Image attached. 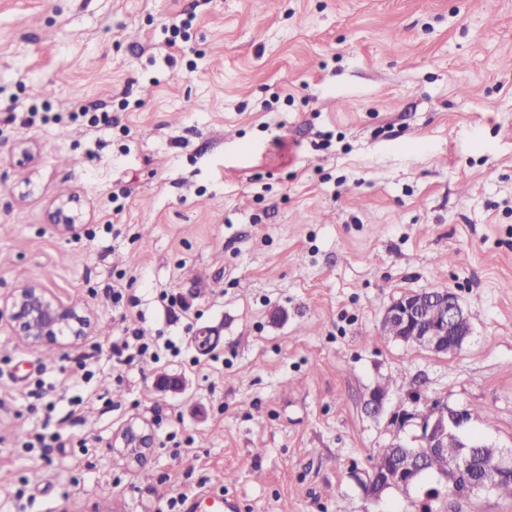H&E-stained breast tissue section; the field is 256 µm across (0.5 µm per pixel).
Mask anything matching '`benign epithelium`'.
Instances as JSON below:
<instances>
[{
	"instance_id": "1",
	"label": "benign epithelium",
	"mask_w": 512,
	"mask_h": 512,
	"mask_svg": "<svg viewBox=\"0 0 512 512\" xmlns=\"http://www.w3.org/2000/svg\"><path fill=\"white\" fill-rule=\"evenodd\" d=\"M83 213L76 199L69 197L56 203L50 213V223L61 234H72L81 223ZM432 304L438 310L436 319L423 317V309ZM7 317L13 331L32 345L50 347L62 339L78 341L89 335L90 317L76 303L65 302L50 289L34 282L14 288L4 305L0 318ZM381 325L393 330L394 339L410 342L435 353L460 351L471 336L472 324L459 297L452 291L408 293L393 301L382 315ZM469 421L466 411H456L439 400L429 401L416 393L409 404L396 405L390 410L387 428L391 435L390 448H403L405 452L394 460L392 468L384 471L377 483L366 482L370 497L378 500L388 489L410 491L418 485L424 455L431 454L453 442L462 449L459 461L440 474L444 485L456 495L467 497L480 491H492L498 482L512 477V457L506 458L492 449V461L484 467L478 479L468 478L472 461L467 449L471 438L463 433ZM413 429L410 441L403 440L407 429ZM123 447L130 459L137 461L150 448L151 438L132 426L121 434Z\"/></svg>"
}]
</instances>
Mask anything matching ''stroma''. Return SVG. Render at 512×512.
<instances>
[{
    "mask_svg": "<svg viewBox=\"0 0 512 512\" xmlns=\"http://www.w3.org/2000/svg\"><path fill=\"white\" fill-rule=\"evenodd\" d=\"M27 280L94 330L0 320V512H512L359 483L385 383L512 452V0H0V297ZM442 289L459 353L371 343ZM135 330L176 348L119 363ZM76 202L73 196L61 199L50 213V223L55 225L59 233L72 234L81 223L83 213ZM123 447L126 448L130 459L137 461L150 448L151 438L143 431L132 426L126 428L121 434Z\"/></svg>",
    "mask_w": 512,
    "mask_h": 512,
    "instance_id": "35a3bbf8",
    "label": "stroma"
}]
</instances>
